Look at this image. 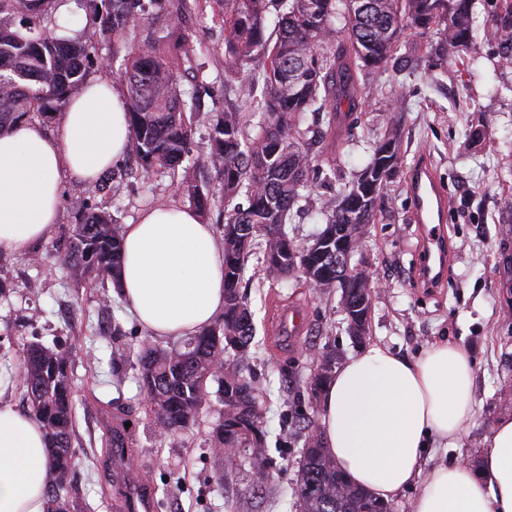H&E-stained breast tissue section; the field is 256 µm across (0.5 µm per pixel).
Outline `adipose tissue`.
Wrapping results in <instances>:
<instances>
[{
	"mask_svg": "<svg viewBox=\"0 0 512 512\" xmlns=\"http://www.w3.org/2000/svg\"><path fill=\"white\" fill-rule=\"evenodd\" d=\"M128 102L88 81L55 134L25 123L0 133V251L48 237L70 177L95 184L129 149ZM118 292L154 337L192 336L224 310V246L188 205L145 209L124 225ZM475 365L437 342L415 360L371 343L338 366L321 392L323 448L354 485L384 502L419 485L411 512H512V415L495 425L480 469L422 471L429 448H458L474 415ZM50 450L34 415L0 405V512H44Z\"/></svg>",
	"mask_w": 512,
	"mask_h": 512,
	"instance_id": "1",
	"label": "adipose tissue"
}]
</instances>
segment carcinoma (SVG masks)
<instances>
[{
    "label": "carcinoma",
    "instance_id": "obj_1",
    "mask_svg": "<svg viewBox=\"0 0 512 512\" xmlns=\"http://www.w3.org/2000/svg\"><path fill=\"white\" fill-rule=\"evenodd\" d=\"M55 0H0V131L27 121L34 112L46 113L66 100L85 82L86 47L78 39L49 35L56 24ZM224 20L225 60L230 75L252 80L253 65L261 62L264 94L257 109L264 114L258 134L245 140L240 113L219 112L212 125L211 151L185 170L181 193L200 212L210 206L209 195L197 175L214 170L220 176L225 210L223 225L226 302L221 321L187 338L175 349L153 346L141 350L138 383L146 396L152 422L161 435L189 428L208 402V381L219 384L227 414L245 418L254 431L253 469L267 467L263 455L262 408L254 390L232 382L239 367H216L231 349L243 364L250 358L255 336L252 313L240 292L254 232L265 238L264 270L271 277L297 272L303 283L319 292L336 288L346 313L348 331L364 336L374 294L370 275L358 265L336 269V251L354 257L362 247L366 228L377 223L388 183L401 155L402 112L394 106L383 134L370 146L369 160L336 193L324 198L325 226L300 249L288 251L284 224L294 207L321 181L323 168L315 142L305 139L309 120L325 121L331 131L346 125V141L354 138L358 114L366 99L357 81L360 69L404 66L395 51L400 38L422 37L435 29L437 44L426 43L415 66L442 68L463 58L477 29L497 48L499 63L512 67V0H498L490 21L477 25L475 0H217ZM278 10V35L265 39L269 7ZM90 19L123 37L145 21L143 0H108L105 11L89 3ZM22 16L34 37L13 28ZM176 46L191 62L194 42L170 18L161 39L146 38L131 52L123 78L131 114L130 152L144 171L156 165L176 168L185 159L192 131L191 113L200 103L186 101L180 91L181 74L160 48V41ZM347 102L342 114L338 107ZM242 197L245 203H233ZM72 234L57 248L59 265L92 287L118 284L122 226L108 212L86 203L76 211ZM20 383L32 414L39 420L52 448L50 481L44 512H80L75 473L73 382L69 353L37 343L27 345ZM107 430L102 447L119 459L133 447L125 420L106 411ZM238 431L224 423L215 430L213 447H239ZM342 485L345 492L336 494ZM300 512H390V507L352 485L318 444L306 454L297 479Z\"/></svg>",
    "mask_w": 512,
    "mask_h": 512
}]
</instances>
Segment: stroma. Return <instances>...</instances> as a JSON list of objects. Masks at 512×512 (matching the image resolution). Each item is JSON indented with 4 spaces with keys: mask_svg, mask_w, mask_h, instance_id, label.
<instances>
[{
    "mask_svg": "<svg viewBox=\"0 0 512 512\" xmlns=\"http://www.w3.org/2000/svg\"><path fill=\"white\" fill-rule=\"evenodd\" d=\"M76 25L61 29L87 47L86 74L121 84L131 51L151 32L161 31L170 15H180L196 43L195 70L183 76L185 96L201 99L189 145L190 157L211 149L216 113L239 111L243 131L254 136L263 117L243 95L241 83L226 71L224 22L214 0H148L147 19L124 38L87 20L85 0H74ZM493 44L474 40L467 64L452 63L446 74L427 77L395 68L360 75L374 94L345 149L326 137L320 162L324 169L351 179L369 159L371 143L384 130L392 101L405 108L401 160L388 189L387 210L370 225L355 263L384 286L376 293L369 330L356 341L348 333L338 292L316 294L299 278H267L263 271V237H256L246 262L244 281L256 335L244 371L262 405L263 453L270 476L263 487L252 482V459L242 455L228 468L212 450V432L221 418L217 382H209L207 404L195 423L169 436H158L138 382L137 356L146 339L118 294L103 296L101 288L70 277L53 256L76 222V207L89 202L123 224L135 223L148 206L185 204L178 186L183 169L142 171L135 157L113 166L112 190L65 180L62 206L50 236L23 253H0V281L9 290L0 301L1 347L19 360L24 346L36 342L49 348L64 345L86 319L107 334L84 341L70 357L74 386L76 476L83 512H125V477L139 481L154 497V512H298L297 476L309 430L295 426L299 417L318 421L321 406L309 398L306 384L321 353L337 360L361 344L377 342L414 360L433 343L461 346L475 363L473 424L460 448H429L424 468L464 460L479 467L497 419L512 414V400L500 390L512 384V288L502 273L501 242L512 228L501 221L505 200H512V68L498 67ZM484 119L487 134L472 143L468 130ZM429 160L448 192L446 231L452 260L439 287H421L414 272L421 259V239L411 220L406 192L409 171ZM324 186L302 201L286 229L295 244L306 245L324 224L320 202ZM97 359L96 375L86 370L88 355ZM129 405L135 444L124 466H117L101 446L107 403Z\"/></svg>",
    "mask_w": 512,
    "mask_h": 512,
    "instance_id": "35a3bbf8",
    "label": "stroma"
}]
</instances>
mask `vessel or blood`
Segmentation results:
<instances>
[{"instance_id":"b4317fda","label":"vessel or blood","mask_w":512,"mask_h":512,"mask_svg":"<svg viewBox=\"0 0 512 512\" xmlns=\"http://www.w3.org/2000/svg\"><path fill=\"white\" fill-rule=\"evenodd\" d=\"M408 196L412 220L418 224L423 238L424 259L419 271L424 279H443L448 264L450 243L445 224L448 220L449 198L433 168L425 162L408 174Z\"/></svg>"}]
</instances>
